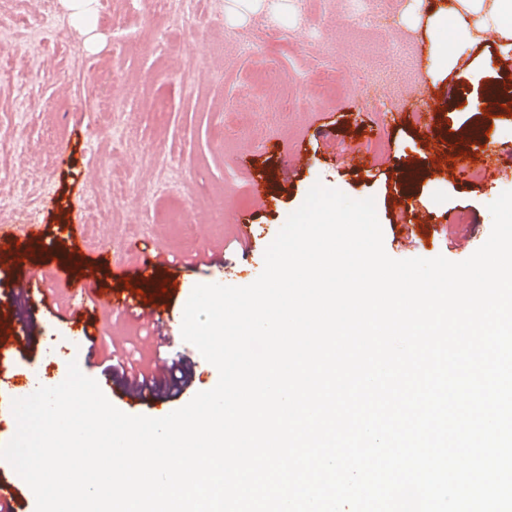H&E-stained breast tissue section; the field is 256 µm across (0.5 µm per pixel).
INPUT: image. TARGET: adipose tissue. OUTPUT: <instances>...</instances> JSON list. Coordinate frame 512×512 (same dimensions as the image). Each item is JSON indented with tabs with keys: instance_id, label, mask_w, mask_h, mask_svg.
I'll return each mask as SVG.
<instances>
[{
	"instance_id": "obj_1",
	"label": "adipose tissue",
	"mask_w": 512,
	"mask_h": 512,
	"mask_svg": "<svg viewBox=\"0 0 512 512\" xmlns=\"http://www.w3.org/2000/svg\"><path fill=\"white\" fill-rule=\"evenodd\" d=\"M268 9L278 21L288 22V0H224V17L233 25ZM431 24L439 35L435 55L443 72L452 69L461 51L486 32H496L499 45L512 49V0H451L449 10L436 12Z\"/></svg>"
}]
</instances>
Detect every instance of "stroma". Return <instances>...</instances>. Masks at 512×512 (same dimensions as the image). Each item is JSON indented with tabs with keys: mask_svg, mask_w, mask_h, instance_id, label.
Wrapping results in <instances>:
<instances>
[{
	"mask_svg": "<svg viewBox=\"0 0 512 512\" xmlns=\"http://www.w3.org/2000/svg\"><path fill=\"white\" fill-rule=\"evenodd\" d=\"M412 2L294 0L288 23L259 14L233 26L224 0H173L168 16L149 12L145 0H91L89 24L73 0H60L53 19L68 38L24 48L21 40L50 18L37 0H0V224H44L58 239L44 258L80 254L119 295L126 287L112 277V257L134 241L177 258L208 240L223 243L225 284L246 286L320 183L374 198L390 257L467 259L491 233L489 204L512 191V167L479 170L512 148V54L487 40L437 72L430 17L448 0H422L413 21ZM332 66L341 71L336 89L322 80ZM411 83L427 93L409 103ZM497 88L500 104L488 107ZM440 141L466 152L476 177L437 167ZM349 148L358 160L341 165L337 155ZM411 170L420 177L408 187L401 176ZM255 178L271 185L259 207ZM241 223L250 227L244 246ZM104 239L112 255H100ZM18 309L34 340L0 368L23 384L58 379L66 324L45 304ZM92 332V354L156 358L122 312ZM180 350L192 376L177 409L219 379L194 345Z\"/></svg>",
	"mask_w": 512,
	"mask_h": 512,
	"instance_id": "35a3bbf8",
	"label": "stroma"
}]
</instances>
